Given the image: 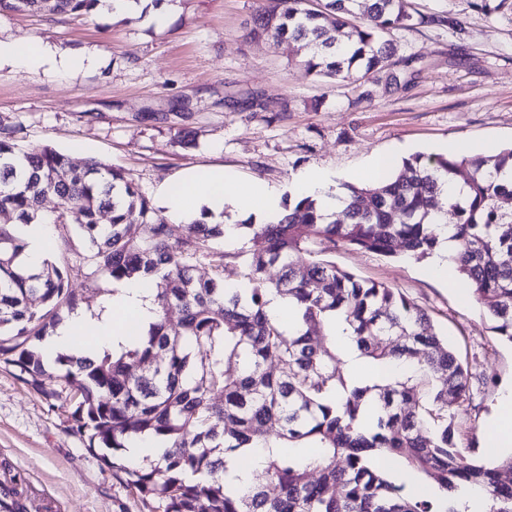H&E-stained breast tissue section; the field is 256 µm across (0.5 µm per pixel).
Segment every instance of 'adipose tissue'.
Listing matches in <instances>:
<instances>
[{
    "instance_id": "adipose-tissue-1",
    "label": "adipose tissue",
    "mask_w": 512,
    "mask_h": 512,
    "mask_svg": "<svg viewBox=\"0 0 512 512\" xmlns=\"http://www.w3.org/2000/svg\"><path fill=\"white\" fill-rule=\"evenodd\" d=\"M290 184L296 196L316 199L325 213L333 214L342 208L325 170L292 174ZM162 202L167 216L177 224H190L202 218L213 224L223 222L224 208L228 205L257 224L275 221L283 213L281 195L276 189L261 182L229 183L220 166L205 167L187 175L177 188L163 191ZM155 320L152 288L139 281L124 280L102 301L96 313L78 312L60 324L45 342L46 353L52 358L57 353L73 351L77 339L84 336L95 337L98 349L118 351L132 342L128 322H135L136 334L144 336ZM334 333L342 346L345 374L351 385L363 387L398 374L395 366L365 368L343 323H336Z\"/></svg>"
}]
</instances>
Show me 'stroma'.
<instances>
[{"instance_id":"stroma-1","label":"stroma","mask_w":512,"mask_h":512,"mask_svg":"<svg viewBox=\"0 0 512 512\" xmlns=\"http://www.w3.org/2000/svg\"><path fill=\"white\" fill-rule=\"evenodd\" d=\"M473 0H409L412 28L394 31L405 84L350 85L308 72L300 41L249 35L263 0H161L166 26L141 12L116 16L0 11V41H39L81 59L38 72L0 63V128L48 145L74 166L95 157L131 177L153 207L184 173L220 165L233 179L287 190L319 167L335 184L361 182L375 160L416 153L494 155L512 146V9L488 15ZM461 20L454 32L448 22ZM323 259L383 282L425 309L472 373L484 377L457 443L482 456L500 394L512 387V345L490 332L462 280L428 261L337 244ZM0 367V482L23 480L26 512H150L96 451L68 428L71 408Z\"/></svg>"}]
</instances>
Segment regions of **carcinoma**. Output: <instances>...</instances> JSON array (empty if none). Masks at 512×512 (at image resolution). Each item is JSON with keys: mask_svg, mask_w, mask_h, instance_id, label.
<instances>
[{"mask_svg": "<svg viewBox=\"0 0 512 512\" xmlns=\"http://www.w3.org/2000/svg\"><path fill=\"white\" fill-rule=\"evenodd\" d=\"M100 0H0L1 10L89 14ZM265 0L252 35L303 41L313 49L301 61L310 72L357 83L384 76L395 85V46L387 35L414 26L407 0ZM512 167V148L494 157L414 154L369 186L344 185L341 220L318 213L314 200L285 198L286 214L273 224H236L241 246L224 256L243 257L213 276L194 275L195 262L224 241V225L197 221L173 238L150 201L117 169L96 160L81 168L44 146L22 150L14 132L0 135V365L19 371L43 392L49 363L62 370L70 430L123 475L152 512H459L455 493L468 486L491 502L489 512H512V456L485 464L454 441L458 416L470 398L471 374L404 293L367 281L314 255L318 241L415 260L438 246V173L468 170L466 193L448 203L455 228V270L468 281L490 330L512 344V182L494 174ZM53 196L59 210L49 223L78 224L90 254L77 264L46 259L41 269L20 263V224L41 219ZM110 222L100 223L103 213ZM138 213L137 222L129 220ZM281 268L280 277L266 273ZM114 280L148 278L159 311L148 336L120 354L90 349L48 361L40 342L76 311L84 296L72 279L84 268ZM243 279L249 287L240 288ZM303 306L304 328L290 333L266 315L272 294ZM179 327L168 323L171 308ZM342 320L361 354L388 366L406 361L403 380L349 387L336 348L319 346L311 327ZM276 362L278 371L267 370ZM377 412L372 429L355 423L371 391ZM276 433H271V430ZM136 437L159 438L163 452L134 463L123 456ZM260 450L265 482L244 493L226 483L231 454ZM422 475L432 497L411 496L382 462ZM317 480H311L312 474ZM21 477L0 483V512H23Z\"/></svg>", "mask_w": 512, "mask_h": 512, "instance_id": "carcinoma-1", "label": "carcinoma"}]
</instances>
